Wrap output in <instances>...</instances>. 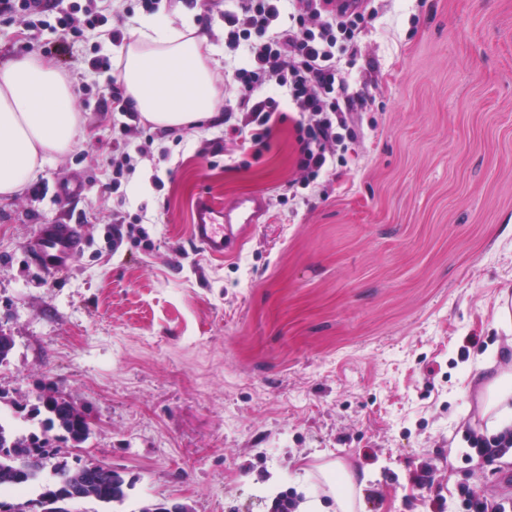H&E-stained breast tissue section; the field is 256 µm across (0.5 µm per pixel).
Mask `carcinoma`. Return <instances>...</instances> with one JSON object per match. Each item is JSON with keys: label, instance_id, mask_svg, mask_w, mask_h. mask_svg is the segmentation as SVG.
<instances>
[{"label": "carcinoma", "instance_id": "1", "mask_svg": "<svg viewBox=\"0 0 512 512\" xmlns=\"http://www.w3.org/2000/svg\"><path fill=\"white\" fill-rule=\"evenodd\" d=\"M58 393L52 382L39 388L30 412L40 418V431L18 435L0 423V496H5L0 505H10L13 512H28L29 505L38 512H70L75 493L105 506L123 503L134 483L120 471L91 462L76 474L69 470V450L83 447L91 430L79 409ZM33 452L51 467L20 473V459Z\"/></svg>", "mask_w": 512, "mask_h": 512}]
</instances>
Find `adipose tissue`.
<instances>
[{
  "mask_svg": "<svg viewBox=\"0 0 512 512\" xmlns=\"http://www.w3.org/2000/svg\"><path fill=\"white\" fill-rule=\"evenodd\" d=\"M194 10L173 27L164 12L137 20L117 48L127 100L155 127H202L224 107L211 64L218 48L197 37ZM72 82L51 61L31 53L0 67V199L21 193L36 172L70 151L82 131ZM487 435L512 429V370L491 379L483 395ZM321 474L335 512H360L367 477L340 463Z\"/></svg>",
  "mask_w": 512,
  "mask_h": 512,
  "instance_id": "ef3b65f1",
  "label": "adipose tissue"
}]
</instances>
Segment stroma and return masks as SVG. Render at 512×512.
Instances as JSON below:
<instances>
[{"mask_svg": "<svg viewBox=\"0 0 512 512\" xmlns=\"http://www.w3.org/2000/svg\"><path fill=\"white\" fill-rule=\"evenodd\" d=\"M373 7L349 70L375 100L363 136L292 200L289 124L258 155L220 122L155 128L112 100L109 26L0 18V65L67 38L56 64L83 115L73 149L0 200V419L32 428L38 386L57 382L89 417L83 459L134 481L122 512H270L286 491L333 512L320 468L336 461L371 472L362 512H431L438 495L461 512V486L512 499V461L469 464L463 439L482 356L512 341V0ZM205 194L267 201L232 257L189 243ZM117 220L131 233L114 242ZM46 224L82 227L56 277L35 264Z\"/></svg>", "mask_w": 512, "mask_h": 512, "instance_id": "obj_1", "label": "stroma"}]
</instances>
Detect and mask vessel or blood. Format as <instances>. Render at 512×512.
Instances as JSON below:
<instances>
[{
  "mask_svg": "<svg viewBox=\"0 0 512 512\" xmlns=\"http://www.w3.org/2000/svg\"><path fill=\"white\" fill-rule=\"evenodd\" d=\"M266 214L261 196L239 198L222 206L204 197L198 200L193 215L191 244L212 257L234 253L240 244V227L260 223ZM82 244V229L76 224H49L42 228L36 250V263L48 275L59 273Z\"/></svg>",
  "mask_w": 512,
  "mask_h": 512,
  "instance_id": "vessel-or-blood-1",
  "label": "vessel or blood"
}]
</instances>
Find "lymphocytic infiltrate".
<instances>
[{
    "mask_svg": "<svg viewBox=\"0 0 512 512\" xmlns=\"http://www.w3.org/2000/svg\"><path fill=\"white\" fill-rule=\"evenodd\" d=\"M370 14L337 10L334 0H226L224 45L238 57L224 123L254 152L266 149L275 123L291 122L296 142L294 184L310 186L343 158L361 134L355 109L370 100L352 95L345 57ZM276 84L281 96H260Z\"/></svg>",
    "mask_w": 512,
    "mask_h": 512,
    "instance_id": "lymphocytic-infiltrate-1",
    "label": "lymphocytic infiltrate"
}]
</instances>
